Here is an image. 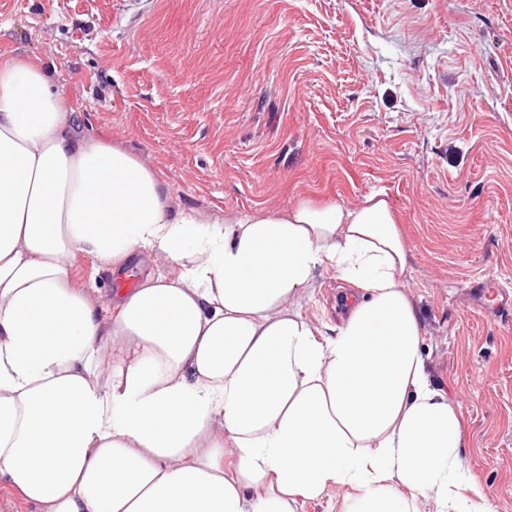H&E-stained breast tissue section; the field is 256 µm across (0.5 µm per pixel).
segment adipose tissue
<instances>
[{
	"instance_id": "obj_1",
	"label": "adipose tissue",
	"mask_w": 512,
	"mask_h": 512,
	"mask_svg": "<svg viewBox=\"0 0 512 512\" xmlns=\"http://www.w3.org/2000/svg\"><path fill=\"white\" fill-rule=\"evenodd\" d=\"M82 258L153 268L106 299ZM408 266L381 191L174 211L154 168L77 133L48 69L0 59V487L39 512H300L335 488L343 512H493ZM321 270L356 293L317 328Z\"/></svg>"
}]
</instances>
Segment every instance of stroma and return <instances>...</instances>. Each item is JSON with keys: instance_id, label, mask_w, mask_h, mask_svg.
Wrapping results in <instances>:
<instances>
[{"instance_id": "1", "label": "stroma", "mask_w": 512, "mask_h": 512, "mask_svg": "<svg viewBox=\"0 0 512 512\" xmlns=\"http://www.w3.org/2000/svg\"><path fill=\"white\" fill-rule=\"evenodd\" d=\"M40 61L85 134L160 174L179 209L360 204L384 191L460 456L512 512V0H0V56ZM303 314L340 324L317 274Z\"/></svg>"}]
</instances>
